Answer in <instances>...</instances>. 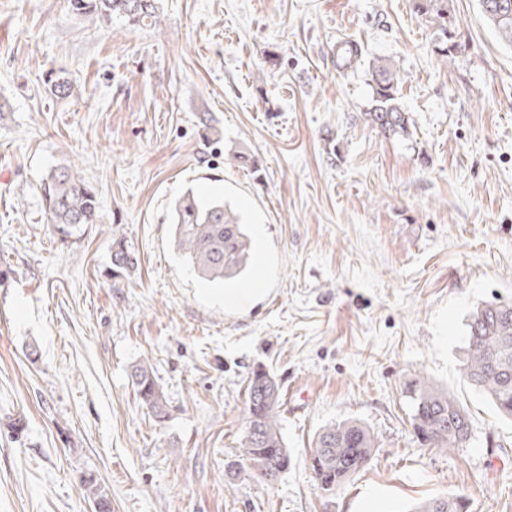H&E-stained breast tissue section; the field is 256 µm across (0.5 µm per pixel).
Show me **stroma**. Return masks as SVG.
I'll use <instances>...</instances> for the list:
<instances>
[{
    "label": "stroma",
    "mask_w": 512,
    "mask_h": 512,
    "mask_svg": "<svg viewBox=\"0 0 512 512\" xmlns=\"http://www.w3.org/2000/svg\"><path fill=\"white\" fill-rule=\"evenodd\" d=\"M449 5L446 60L413 0H159L141 28L0 0V512H94L90 477L112 512H406L443 495L512 512V422L459 374L469 313L512 305V46L479 0ZM343 39L363 50L345 71ZM379 59L408 136L366 120ZM53 73L71 96L49 92ZM239 150L259 172L232 165ZM62 164L103 215L65 240L39 192ZM189 191L225 198L256 240L230 288L174 245ZM119 240L134 269L113 267ZM142 362L164 419L136 396ZM259 367L295 392L271 484L240 457ZM418 377L468 410L467 446L417 441L403 389ZM347 420L374 455L325 491L313 439Z\"/></svg>",
    "instance_id": "obj_1"
}]
</instances>
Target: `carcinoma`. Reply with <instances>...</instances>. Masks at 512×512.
Listing matches in <instances>:
<instances>
[{"instance_id":"obj_1","label":"carcinoma","mask_w":512,"mask_h":512,"mask_svg":"<svg viewBox=\"0 0 512 512\" xmlns=\"http://www.w3.org/2000/svg\"><path fill=\"white\" fill-rule=\"evenodd\" d=\"M71 10L102 21L125 20L132 26H152L159 22L157 0H69ZM486 19L500 39L512 45V0H479ZM418 15L439 31L435 52L449 58L459 47L448 16V0H414ZM362 57L354 40L336 44V67L351 68ZM373 101L369 112L373 125L386 135L408 134L410 119L399 103V77L383 60L372 64ZM48 223L64 237L82 224L101 223L100 202L95 189L73 168L51 171L40 184ZM175 241L181 256L198 276L215 285L238 279L252 265L255 243L240 212L224 199L201 200L191 191L175 202L173 209ZM134 253L119 244L112 250V265L117 269L135 266ZM466 341L460 374L463 382L484 395L498 412L512 418V306L485 303L477 306L466 320ZM140 401L154 415L165 417L162 391L151 366L137 365L131 374ZM412 408L413 432L426 446L454 449L471 438L472 426L466 410L447 391L423 379L410 381L404 389ZM280 397L276 379L263 370L253 372L246 400L247 420L242 440L243 459L250 469H278L290 463L275 409ZM374 439L356 421L331 423L323 427L311 451V468L320 487L331 491L363 468L371 459ZM86 497L96 512H110L111 503L101 493L94 478L85 481ZM463 496L429 499L413 512H468Z\"/></svg>"}]
</instances>
